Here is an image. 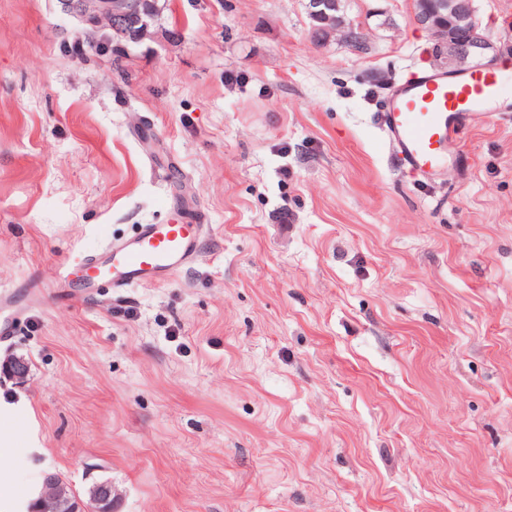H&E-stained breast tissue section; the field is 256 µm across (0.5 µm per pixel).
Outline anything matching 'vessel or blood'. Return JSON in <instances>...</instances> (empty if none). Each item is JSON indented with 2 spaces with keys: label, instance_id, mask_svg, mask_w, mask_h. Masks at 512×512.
<instances>
[{
  "label": "vessel or blood",
  "instance_id": "b4317fda",
  "mask_svg": "<svg viewBox=\"0 0 512 512\" xmlns=\"http://www.w3.org/2000/svg\"><path fill=\"white\" fill-rule=\"evenodd\" d=\"M512 113V93L497 72L449 76L427 67L384 97L380 123L392 152L413 173L434 178L458 152L457 136L474 123ZM200 224H144L133 239L112 242L84 263L112 288L165 282L199 258Z\"/></svg>",
  "mask_w": 512,
  "mask_h": 512
}]
</instances>
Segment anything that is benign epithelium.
I'll return each mask as SVG.
<instances>
[{
  "label": "benign epithelium",
  "instance_id": "obj_1",
  "mask_svg": "<svg viewBox=\"0 0 512 512\" xmlns=\"http://www.w3.org/2000/svg\"><path fill=\"white\" fill-rule=\"evenodd\" d=\"M62 12L79 19L84 30L85 52L98 54L122 41L144 43L155 38L160 12L158 0H56ZM413 22L426 31L437 46L438 65L450 71H466L482 63L492 64L496 46L474 20L473 0H413ZM336 0H308V14L316 25L312 37L318 43L336 39L368 50L369 36L355 29L338 14ZM116 494L112 484H97L90 503L66 495L55 478L44 482L36 512H112Z\"/></svg>",
  "mask_w": 512,
  "mask_h": 512
}]
</instances>
